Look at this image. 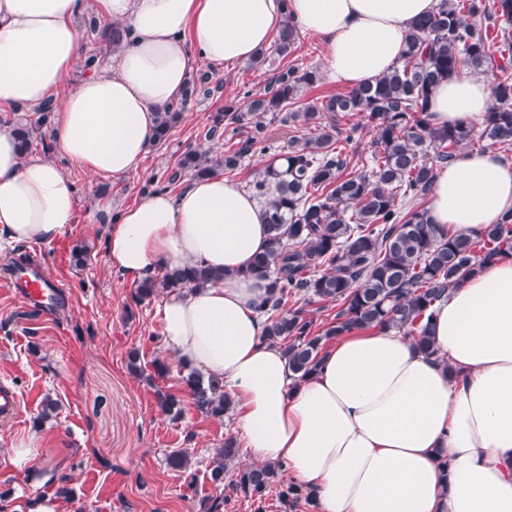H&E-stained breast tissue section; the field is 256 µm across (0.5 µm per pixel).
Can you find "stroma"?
<instances>
[{"label": "stroma", "instance_id": "stroma-1", "mask_svg": "<svg viewBox=\"0 0 512 512\" xmlns=\"http://www.w3.org/2000/svg\"><path fill=\"white\" fill-rule=\"evenodd\" d=\"M323 55L319 41L303 35L290 54L270 53L258 66L246 61L218 68L196 61L193 75L209 74L215 92L187 104L181 122L138 172L115 182L61 163L78 193L67 231L47 244L0 248V383L13 387L20 401L16 418L0 419V512H30L47 499L58 512H198L202 498L218 495L208 463L226 437L237 436L235 419L209 417L194 407L178 360L162 344L160 308L166 293L133 302L135 281L110 269L103 228L89 223L88 214L100 199H111L120 209L165 185L186 149L220 157L224 139L206 135L213 114L241 99L243 86L262 88L283 64L323 70ZM339 126L357 130L346 149L349 171L368 170L374 131L358 115ZM78 246L89 253L82 267L72 258ZM32 256L71 295V305L56 318L38 316L7 286L6 271ZM134 349L140 355L138 376L128 368ZM158 360L168 367L165 375L154 370ZM161 392L180 399V419L161 411ZM47 399L58 408L45 419L41 411ZM23 443L30 444L32 454L21 469L12 458ZM175 450L189 455L190 473L168 466ZM69 473L75 479L65 501L56 497L55 487L59 475Z\"/></svg>", "mask_w": 512, "mask_h": 512}]
</instances>
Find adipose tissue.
<instances>
[{
  "label": "adipose tissue",
  "instance_id": "adipose-tissue-1",
  "mask_svg": "<svg viewBox=\"0 0 512 512\" xmlns=\"http://www.w3.org/2000/svg\"><path fill=\"white\" fill-rule=\"evenodd\" d=\"M438 2L0 0V112L56 101L58 158L119 181L157 144L158 114L181 97L196 59L249 60L289 20L322 42L328 81L353 89L396 66ZM89 9L124 36L108 67L69 90ZM491 97L484 77L461 70L433 89L430 120L472 125ZM76 206L56 160L21 156L0 129V241L51 242ZM425 210L438 232L481 235L512 211V161L493 149L457 155L438 170ZM89 221L104 227L110 267L132 279L189 263L221 273L164 301V346L230 398L249 457L284 465L317 512H512V257L437 305L438 357L403 330L355 329L296 383L282 349L263 338L268 283L247 273L266 243L252 191L216 173L117 212L102 200Z\"/></svg>",
  "mask_w": 512,
  "mask_h": 512
}]
</instances>
